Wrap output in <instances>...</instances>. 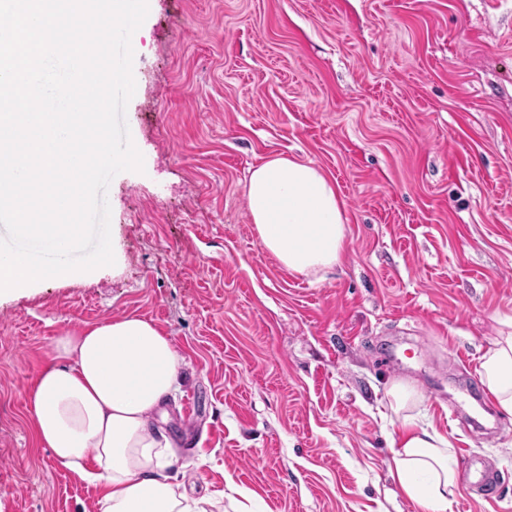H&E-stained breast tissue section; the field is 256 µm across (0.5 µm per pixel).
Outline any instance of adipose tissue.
<instances>
[{"instance_id":"1","label":"adipose tissue","mask_w":512,"mask_h":512,"mask_svg":"<svg viewBox=\"0 0 512 512\" xmlns=\"http://www.w3.org/2000/svg\"><path fill=\"white\" fill-rule=\"evenodd\" d=\"M245 194L259 240L289 272L314 277L340 263L348 226L337 186L321 168L270 158L251 171ZM52 359L28 397L32 432L60 466L98 486L99 512H212V498L189 497L170 481L173 443L153 425L179 387L181 358L170 336L124 316L58 338ZM478 373L512 416L511 318ZM388 395L403 419L392 476L420 512H450L457 488L450 440L416 423L421 397L412 384L393 381Z\"/></svg>"}]
</instances>
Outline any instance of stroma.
I'll use <instances>...</instances> for the list:
<instances>
[{"label":"stroma","mask_w":512,"mask_h":512,"mask_svg":"<svg viewBox=\"0 0 512 512\" xmlns=\"http://www.w3.org/2000/svg\"><path fill=\"white\" fill-rule=\"evenodd\" d=\"M126 121L143 172L109 186L114 265L0 299V512H99L30 429L57 338L126 315L182 358L159 415L171 473L236 512H418L392 477L407 380L420 423L498 471L512 417L471 390L512 317V0H148ZM284 156L338 186L340 265L304 277L262 246L252 168ZM391 369H384V362Z\"/></svg>","instance_id":"1"}]
</instances>
